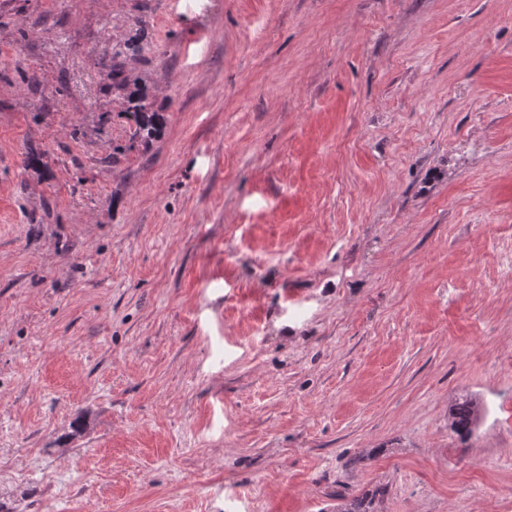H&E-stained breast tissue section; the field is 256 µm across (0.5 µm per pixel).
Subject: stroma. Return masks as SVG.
<instances>
[{"instance_id": "stroma-1", "label": "stroma", "mask_w": 512, "mask_h": 512, "mask_svg": "<svg viewBox=\"0 0 512 512\" xmlns=\"http://www.w3.org/2000/svg\"><path fill=\"white\" fill-rule=\"evenodd\" d=\"M377 487L512 512V0H0V512ZM124 54L125 51L121 47H113L112 68L106 73V79L111 82L112 91L126 101L128 109L135 116L136 128L132 133L131 141L147 147L160 132L163 118L160 113L151 111L146 103V96L139 89L130 87L124 67L121 61H118ZM480 407L478 401L468 396L456 400L449 413L452 431L460 437L469 436L480 414Z\"/></svg>"}]
</instances>
